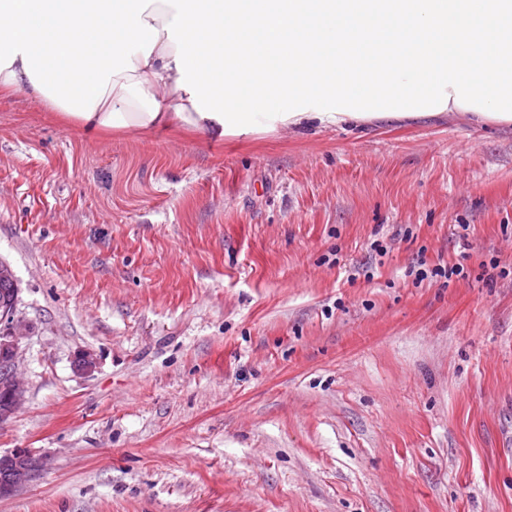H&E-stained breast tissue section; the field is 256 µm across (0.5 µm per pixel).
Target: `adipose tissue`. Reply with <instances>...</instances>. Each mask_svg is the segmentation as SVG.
I'll return each mask as SVG.
<instances>
[{"label":"adipose tissue","instance_id":"adipose-tissue-1","mask_svg":"<svg viewBox=\"0 0 512 512\" xmlns=\"http://www.w3.org/2000/svg\"><path fill=\"white\" fill-rule=\"evenodd\" d=\"M0 89L90 132L507 127L512 0H0Z\"/></svg>","mask_w":512,"mask_h":512}]
</instances>
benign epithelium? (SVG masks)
Returning <instances> with one entry per match:
<instances>
[{
	"label": "benign epithelium",
	"instance_id": "obj_1",
	"mask_svg": "<svg viewBox=\"0 0 512 512\" xmlns=\"http://www.w3.org/2000/svg\"><path fill=\"white\" fill-rule=\"evenodd\" d=\"M0 278L14 283L11 300L0 303V424L10 420L25 402L27 389L18 376L20 343L30 326L18 315L19 286L12 267L0 259ZM41 464L29 451L0 455V498L14 495L29 484Z\"/></svg>",
	"mask_w": 512,
	"mask_h": 512
}]
</instances>
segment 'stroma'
Wrapping results in <instances>:
<instances>
[{"label":"stroma","mask_w":512,"mask_h":512,"mask_svg":"<svg viewBox=\"0 0 512 512\" xmlns=\"http://www.w3.org/2000/svg\"><path fill=\"white\" fill-rule=\"evenodd\" d=\"M0 259V455L43 461L0 512H512V127L93 134L0 92ZM0 278V300L10 296L14 284L11 300L0 303V424H3L26 399L27 389L18 376V359L20 343L28 336L30 326L17 313L20 291L17 278L12 267L2 259Z\"/></svg>","instance_id":"stroma-1"}]
</instances>
